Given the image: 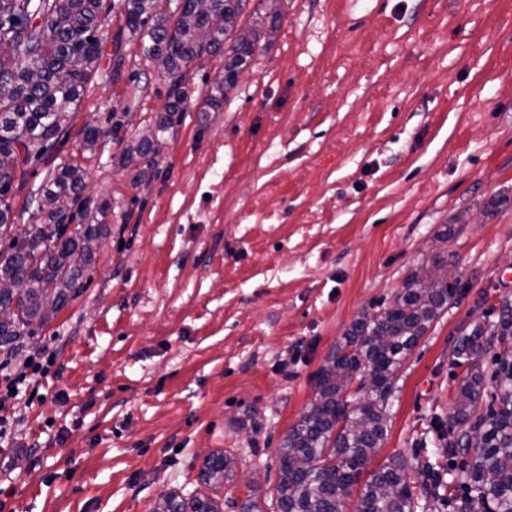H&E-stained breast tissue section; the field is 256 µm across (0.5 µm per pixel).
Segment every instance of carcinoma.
Returning a JSON list of instances; mask_svg holds the SVG:
<instances>
[{
  "mask_svg": "<svg viewBox=\"0 0 512 512\" xmlns=\"http://www.w3.org/2000/svg\"><path fill=\"white\" fill-rule=\"evenodd\" d=\"M250 0H187L179 14L169 15L161 0H125V23L145 41V53L170 83L168 115L155 129L126 147L125 165L134 166L131 186L146 180L162 134L173 117L186 109L185 81L191 64L203 54L224 55V77L215 83L200 111L219 107L236 86L233 74L251 61L254 45L280 19V0L252 22H241ZM107 0H0V41L15 51L0 53V182L12 185L18 169L49 154L67 120L69 108L84 93L98 70L101 53L96 32ZM220 13L224 22L210 25L207 12ZM85 187L80 165L59 167L39 199L41 224L30 226L28 238H14L0 254V284L19 287L18 314L0 319V346L21 332L42 327L83 288L85 266L94 259L108 203L94 215L83 214L76 230L65 221L66 211L80 201ZM11 200L0 194V235L11 230ZM444 257L435 255L422 273L404 283L392 304L362 313L341 343L330 352L315 379L308 412L294 425L279 449L280 478L276 486L278 512H341L340 497L358 482L390 428L391 399L398 390V372L410 351L454 297L457 280L437 272ZM493 336H512V302L500 306L493 324L475 323L453 350V366H466L454 405L439 423L436 456L471 460L455 472L426 464L428 496L444 500L466 489L458 512H512V357H492L494 370L485 377L480 362ZM371 387L351 398L352 381L365 371ZM495 383L499 408L477 412L486 380ZM236 460L222 451L206 458L202 483L220 486L233 478ZM407 461L391 458L372 472L356 512H416ZM154 512H220L206 496L186 499L171 490L160 495Z\"/></svg>",
  "mask_w": 512,
  "mask_h": 512,
  "instance_id": "1",
  "label": "carcinoma"
}]
</instances>
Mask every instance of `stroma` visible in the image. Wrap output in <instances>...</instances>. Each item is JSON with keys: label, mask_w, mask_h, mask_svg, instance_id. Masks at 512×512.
I'll return each instance as SVG.
<instances>
[{"label": "stroma", "mask_w": 512, "mask_h": 512, "mask_svg": "<svg viewBox=\"0 0 512 512\" xmlns=\"http://www.w3.org/2000/svg\"><path fill=\"white\" fill-rule=\"evenodd\" d=\"M108 2L98 73L11 192L15 224L31 223L27 198L78 163L83 200L110 210L80 295L0 350L53 361L10 409L0 512H152L172 489L240 502L247 475L273 512L277 450L320 366L439 254L455 296L406 358L365 470L424 464L463 376L456 341L512 301V0H281L219 108L201 105L223 57L191 66L187 108L135 190L121 158L165 117L170 85ZM222 450L235 480L200 484Z\"/></svg>", "instance_id": "1"}]
</instances>
